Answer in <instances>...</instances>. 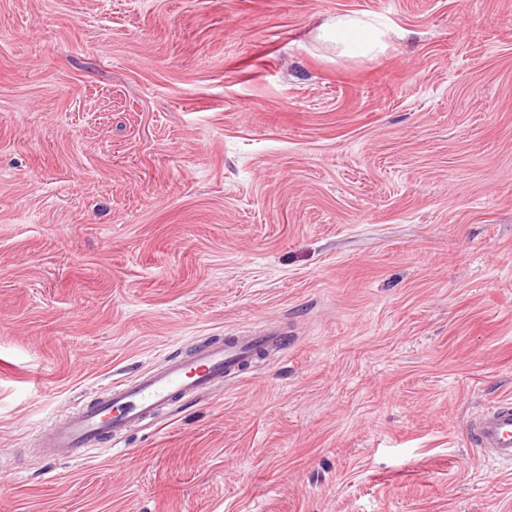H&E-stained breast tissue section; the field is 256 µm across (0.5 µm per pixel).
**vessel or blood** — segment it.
Here are the masks:
<instances>
[{
	"label": "vessel or blood",
	"mask_w": 512,
	"mask_h": 512,
	"mask_svg": "<svg viewBox=\"0 0 512 512\" xmlns=\"http://www.w3.org/2000/svg\"><path fill=\"white\" fill-rule=\"evenodd\" d=\"M286 341V332L275 325L254 334L235 333L197 346L184 356L163 360L134 378L114 382L95 401L75 408L64 421L48 424L39 436L41 452L53 457L64 451L73 460H83L100 444L120 440L161 409L237 376L268 350L285 346ZM467 431L475 447L512 464L511 399L500 400L474 417Z\"/></svg>",
	"instance_id": "1"
}]
</instances>
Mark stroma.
Segmentation results:
<instances>
[{
    "instance_id": "1",
    "label": "stroma",
    "mask_w": 512,
    "mask_h": 512,
    "mask_svg": "<svg viewBox=\"0 0 512 512\" xmlns=\"http://www.w3.org/2000/svg\"><path fill=\"white\" fill-rule=\"evenodd\" d=\"M267 320L119 446L37 453ZM507 397L512 0H0V512H512L465 438ZM327 34L341 44L348 53L366 55L381 52L384 47L383 32L357 16H344L327 27ZM287 336L275 325L254 334L234 333L165 359L132 379L113 382L94 402L78 406L62 422L48 424L39 435L40 450L47 457L66 451L81 461L100 444L118 443L161 409L237 376L268 350L285 346Z\"/></svg>"
}]
</instances>
